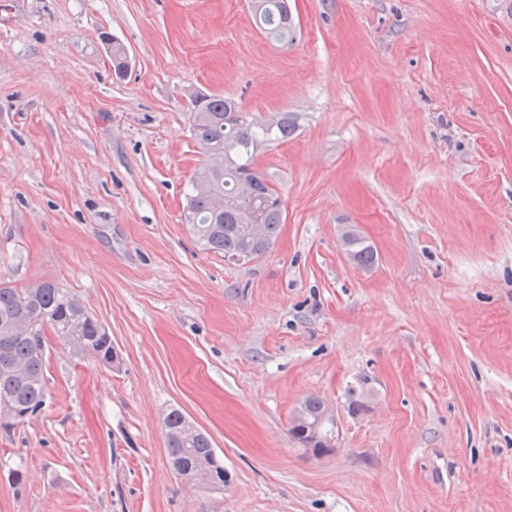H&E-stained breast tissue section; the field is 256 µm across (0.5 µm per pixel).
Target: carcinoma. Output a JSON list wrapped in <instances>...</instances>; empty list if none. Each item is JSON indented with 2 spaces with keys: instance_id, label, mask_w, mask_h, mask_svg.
Instances as JSON below:
<instances>
[{
  "instance_id": "cac0c4a2",
  "label": "carcinoma",
  "mask_w": 512,
  "mask_h": 512,
  "mask_svg": "<svg viewBox=\"0 0 512 512\" xmlns=\"http://www.w3.org/2000/svg\"><path fill=\"white\" fill-rule=\"evenodd\" d=\"M251 10L255 26L272 41L286 44L294 40L296 24L288 0H251ZM191 105V136L206 159L226 150L231 158L229 168L215 171L206 189L191 187L186 206L190 229L207 252L234 262L249 256L258 259L269 251L280 233L283 207L279 192L255 167L254 159L261 146L288 140L295 131L296 117L291 112H281L262 120L242 111L235 100L216 95L201 102L194 99ZM237 179L249 183V196L217 211V198L232 195ZM246 224L263 225V236L250 237L244 230ZM347 244L353 263L363 268L374 264L376 253L356 233H350ZM44 315L52 316L53 321L44 323ZM20 320L37 326L39 340L13 333ZM48 328L64 344L79 343L92 357L112 360V340L104 326L66 289L50 281L43 282L41 288L26 290L0 284V417L10 414L27 419L43 405L45 351L39 345L47 344ZM323 406L324 401L318 397L302 403L306 424L317 423ZM163 424L174 473L188 481L206 465L214 482H228V474L206 432L188 429L190 421L177 408L166 414Z\"/></svg>"
}]
</instances>
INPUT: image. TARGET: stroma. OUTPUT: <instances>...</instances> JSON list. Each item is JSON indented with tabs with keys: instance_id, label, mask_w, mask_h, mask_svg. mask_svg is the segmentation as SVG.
<instances>
[{
	"instance_id": "35a3bbf8",
	"label": "stroma",
	"mask_w": 512,
	"mask_h": 512,
	"mask_svg": "<svg viewBox=\"0 0 512 512\" xmlns=\"http://www.w3.org/2000/svg\"><path fill=\"white\" fill-rule=\"evenodd\" d=\"M291 6L282 45L248 0H0V282L66 288L119 357L49 341L43 407L0 433V512H512V19ZM197 91L299 116L256 154L284 222L247 264L184 221ZM310 397L322 457L289 433ZM172 408L224 490L171 470ZM347 244L349 247L350 260L353 263L363 268L370 267L374 264L376 253L373 248L356 233L350 232L347 243L345 241V245ZM302 412L306 416V423L308 425H313L317 423L318 418L321 416L322 408L325 405L324 401L318 397H310L305 400L302 404ZM322 423H328L333 421L332 410L327 406L324 409V412L320 418Z\"/></svg>"
}]
</instances>
